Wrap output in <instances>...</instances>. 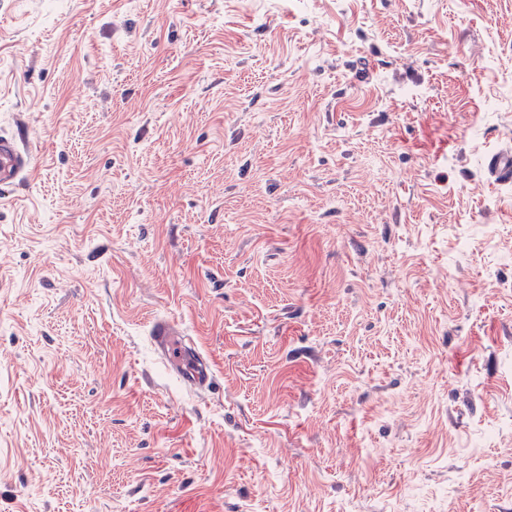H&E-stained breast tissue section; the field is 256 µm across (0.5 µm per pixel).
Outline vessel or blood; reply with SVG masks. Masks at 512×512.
Here are the masks:
<instances>
[{
  "label": "vessel or blood",
  "mask_w": 512,
  "mask_h": 512,
  "mask_svg": "<svg viewBox=\"0 0 512 512\" xmlns=\"http://www.w3.org/2000/svg\"><path fill=\"white\" fill-rule=\"evenodd\" d=\"M29 165L28 154L17 140L0 139L1 188L13 185ZM149 335L161 358L189 387L206 390L213 385L214 373L210 360L183 345L180 331L173 322L163 318L155 319Z\"/></svg>",
  "instance_id": "1"
}]
</instances>
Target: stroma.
<instances>
[{
	"instance_id": "1",
	"label": "stroma",
	"mask_w": 512,
	"mask_h": 512,
	"mask_svg": "<svg viewBox=\"0 0 512 512\" xmlns=\"http://www.w3.org/2000/svg\"><path fill=\"white\" fill-rule=\"evenodd\" d=\"M16 133L0 512H512V0H0ZM150 339L161 358L177 373L180 379L196 390H209L214 384L210 360L202 353L187 349L179 339L177 326L163 318L155 319L149 331Z\"/></svg>"
}]
</instances>
